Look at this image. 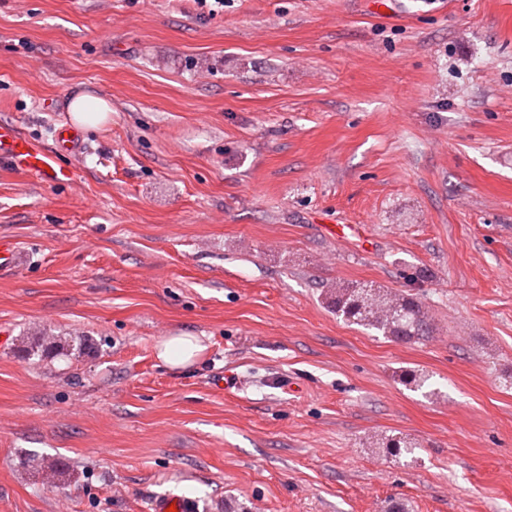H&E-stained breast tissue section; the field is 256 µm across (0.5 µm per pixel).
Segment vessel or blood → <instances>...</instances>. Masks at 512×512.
<instances>
[{
	"label": "vessel or blood",
	"mask_w": 512,
	"mask_h": 512,
	"mask_svg": "<svg viewBox=\"0 0 512 512\" xmlns=\"http://www.w3.org/2000/svg\"><path fill=\"white\" fill-rule=\"evenodd\" d=\"M54 148L28 138L15 127L0 125V162L36 175L43 183L58 185L71 181L74 172L59 163L60 154H78L83 142L79 129L60 126L55 132ZM26 263L23 251L6 236H0V271H12ZM150 512H196L192 499L182 495L165 494L154 497Z\"/></svg>",
	"instance_id": "1"
}]
</instances>
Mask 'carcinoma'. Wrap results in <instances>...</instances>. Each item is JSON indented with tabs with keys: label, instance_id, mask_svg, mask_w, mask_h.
Segmentation results:
<instances>
[{
	"label": "carcinoma",
	"instance_id": "cac0c4a2",
	"mask_svg": "<svg viewBox=\"0 0 512 512\" xmlns=\"http://www.w3.org/2000/svg\"><path fill=\"white\" fill-rule=\"evenodd\" d=\"M329 304L345 320L397 341L421 340L430 334L425 305L411 294L368 283L351 284L330 293ZM385 447L398 458L415 452V445L403 439L391 438Z\"/></svg>",
	"mask_w": 512,
	"mask_h": 512
}]
</instances>
